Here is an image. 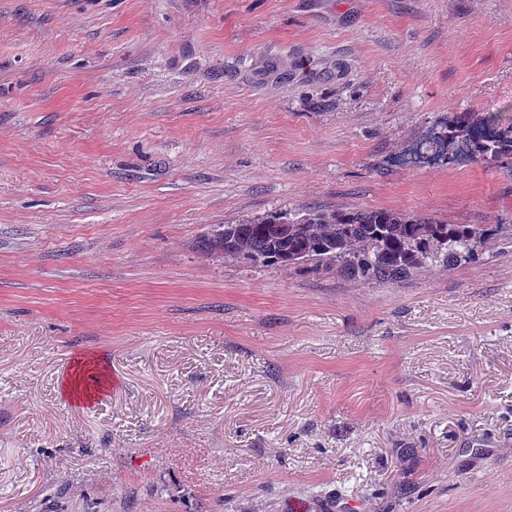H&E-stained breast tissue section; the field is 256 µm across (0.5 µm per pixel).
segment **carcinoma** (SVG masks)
I'll return each instance as SVG.
<instances>
[{"label": "carcinoma", "mask_w": 512, "mask_h": 512, "mask_svg": "<svg viewBox=\"0 0 512 512\" xmlns=\"http://www.w3.org/2000/svg\"><path fill=\"white\" fill-rule=\"evenodd\" d=\"M501 127V117L458 112L436 127L439 152L480 128ZM508 135L478 142L475 157L512 172V124ZM224 248L254 267H293L309 276L335 274L362 284H399L424 264L471 263L492 238L485 224H450L433 215L388 209L310 207L218 224Z\"/></svg>", "instance_id": "1"}]
</instances>
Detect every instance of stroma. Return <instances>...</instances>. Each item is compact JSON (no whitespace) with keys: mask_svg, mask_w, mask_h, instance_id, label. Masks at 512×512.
Segmentation results:
<instances>
[{"mask_svg":"<svg viewBox=\"0 0 512 512\" xmlns=\"http://www.w3.org/2000/svg\"><path fill=\"white\" fill-rule=\"evenodd\" d=\"M462 111L512 120V0H0V512H512V173L404 160ZM307 207L495 235L197 247ZM279 224H288V233H277ZM215 227L224 229V242L213 256L224 259L231 248L239 263L294 268L309 276L332 273L362 284H399L428 262L446 267L474 262L493 235L485 224L355 207L275 210ZM298 253L304 261L292 265Z\"/></svg>","mask_w":512,"mask_h":512,"instance_id":"1","label":"stroma"}]
</instances>
